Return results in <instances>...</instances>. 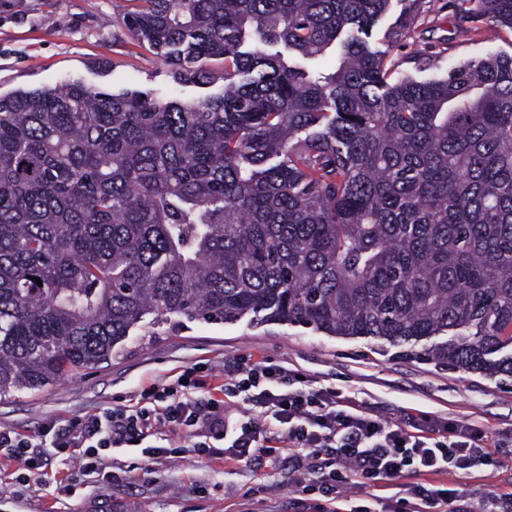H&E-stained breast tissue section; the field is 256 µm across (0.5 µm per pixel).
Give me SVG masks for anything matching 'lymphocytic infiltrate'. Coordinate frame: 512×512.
<instances>
[{
  "label": "lymphocytic infiltrate",
  "mask_w": 512,
  "mask_h": 512,
  "mask_svg": "<svg viewBox=\"0 0 512 512\" xmlns=\"http://www.w3.org/2000/svg\"><path fill=\"white\" fill-rule=\"evenodd\" d=\"M203 371L193 365L129 403L72 420L54 430L51 445L70 450L90 474L116 449L139 447L153 464L187 452L212 457L215 442L224 440L234 461L249 466L287 455L296 492L306 498L318 488L327 498L313 504V512H399L403 505L410 512H512V492L489 491L475 507L454 489L426 481L431 474L475 468L495 478L498 445L472 425L422 411L386 421L357 395L244 356L224 366L227 388L242 402L233 417L223 399L205 393ZM161 425L169 435L158 434ZM32 446L28 435L0 431V452L21 463L16 484L40 481L50 463Z\"/></svg>",
  "instance_id": "f902f5d3"
}]
</instances>
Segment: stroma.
<instances>
[{"label":"stroma","mask_w":512,"mask_h":512,"mask_svg":"<svg viewBox=\"0 0 512 512\" xmlns=\"http://www.w3.org/2000/svg\"><path fill=\"white\" fill-rule=\"evenodd\" d=\"M137 0H0V92L55 87L68 80L119 94L200 101L221 84H176L166 60L138 43L124 23ZM405 0L388 11L364 39L398 71L423 80L446 75L450 65L492 53L512 55V31L494 40L468 29L457 0H420L405 22ZM240 356L299 370L342 391L360 390L383 417L420 410L493 433L508 462L495 481L512 491V384L481 374L441 370L403 356L401 348L371 350L363 339L334 338L309 328L196 321L177 332L137 328L110 364L81 371L54 386L0 401V429L40 438L49 424H67L98 409L128 403L154 382L203 364L208 387L224 382V364ZM19 461L0 456V512H85L91 498L122 505L123 512H285L294 496L287 462L264 477L232 460L193 453L157 464L138 449L124 450L101 474L53 462L40 484L13 485Z\"/></svg>","instance_id":"35a3bbf8"}]
</instances>
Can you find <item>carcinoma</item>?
I'll list each match as a JSON object with an SVG mask.
<instances>
[{"label":"carcinoma","instance_id":"obj_1","mask_svg":"<svg viewBox=\"0 0 512 512\" xmlns=\"http://www.w3.org/2000/svg\"><path fill=\"white\" fill-rule=\"evenodd\" d=\"M139 2L125 25L176 82L223 90L0 96V398L142 322L246 316L512 380V56L418 81L340 39L391 0ZM461 11L512 30V0ZM336 41L315 76L265 50Z\"/></svg>","mask_w":512,"mask_h":512}]
</instances>
